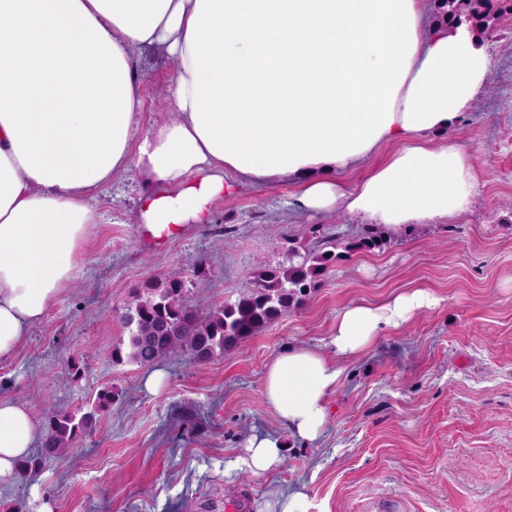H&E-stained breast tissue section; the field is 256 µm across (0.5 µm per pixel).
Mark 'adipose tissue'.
<instances>
[{
	"instance_id": "1",
	"label": "adipose tissue",
	"mask_w": 512,
	"mask_h": 512,
	"mask_svg": "<svg viewBox=\"0 0 512 512\" xmlns=\"http://www.w3.org/2000/svg\"><path fill=\"white\" fill-rule=\"evenodd\" d=\"M430 0H0V361L73 279L97 215L91 190L135 169L139 234L161 248L206 224L234 184L296 183L301 209L344 208L389 228L465 215L477 176L433 142L487 84L492 55L467 24L428 25ZM177 63L175 116L135 139L142 50ZM365 175H358L362 163ZM357 174L354 184L345 176ZM438 297L414 288L336 317L328 348L290 347L262 396L289 432L323 434L340 361L368 352ZM38 435L0 400V482ZM277 434L251 435L261 476Z\"/></svg>"
}]
</instances>
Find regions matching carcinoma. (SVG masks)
Listing matches in <instances>:
<instances>
[{"label":"carcinoma","instance_id":"obj_1","mask_svg":"<svg viewBox=\"0 0 512 512\" xmlns=\"http://www.w3.org/2000/svg\"><path fill=\"white\" fill-rule=\"evenodd\" d=\"M502 12L501 0H434L436 23H465L474 32L490 28ZM310 233L308 243L290 242L285 262L255 271L249 287L235 299L204 312L187 303L186 281L178 271L135 291L121 315L129 332L127 352L117 346L112 356L118 362L127 357L152 366L164 357L186 352L208 362L302 308L318 288L320 277L340 259L338 247L371 252L385 245L377 224L365 225L358 238L344 246L339 234L320 226L310 228ZM114 397L112 389H101L95 408L80 417L56 407L47 409L42 453L50 458L69 450L91 428L96 412L107 408Z\"/></svg>","mask_w":512,"mask_h":512}]
</instances>
